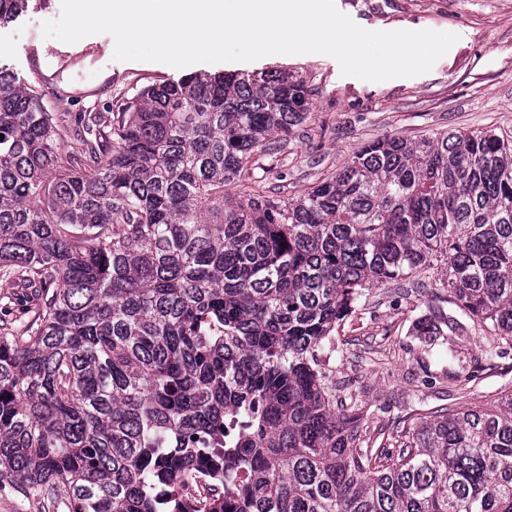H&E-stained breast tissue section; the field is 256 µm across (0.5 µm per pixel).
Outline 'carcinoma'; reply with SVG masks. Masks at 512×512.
<instances>
[{"instance_id": "obj_1", "label": "carcinoma", "mask_w": 512, "mask_h": 512, "mask_svg": "<svg viewBox=\"0 0 512 512\" xmlns=\"http://www.w3.org/2000/svg\"><path fill=\"white\" fill-rule=\"evenodd\" d=\"M47 2L0 0V25ZM308 95L196 74L71 121L0 69V286L38 300L0 315V488L41 512H512V392L388 448L317 359L363 290L431 269L512 340V136L386 135L274 200L251 164Z\"/></svg>"}]
</instances>
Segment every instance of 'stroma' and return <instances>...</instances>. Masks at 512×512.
Here are the masks:
<instances>
[{"label": "stroma", "mask_w": 512, "mask_h": 512, "mask_svg": "<svg viewBox=\"0 0 512 512\" xmlns=\"http://www.w3.org/2000/svg\"><path fill=\"white\" fill-rule=\"evenodd\" d=\"M336 6L369 30H433L459 39L429 72L381 82L342 75L327 55L199 64L202 73L282 70L308 88L307 119L255 163L273 198L293 199L331 179L354 151L386 135L512 134V0H336ZM60 12L61 0H49L0 26V66L28 82V61L37 59L45 76L39 89L62 96L65 111H100L147 84L182 77L166 64L114 60L107 34L72 44L44 38L43 22ZM440 294L429 279L417 288L367 290L319 350L330 393L359 407L368 435L425 409L474 407L512 391V344L468 320L432 345L418 336V322L439 306ZM494 344L502 357L485 360L482 349Z\"/></svg>", "instance_id": "stroma-1"}]
</instances>
